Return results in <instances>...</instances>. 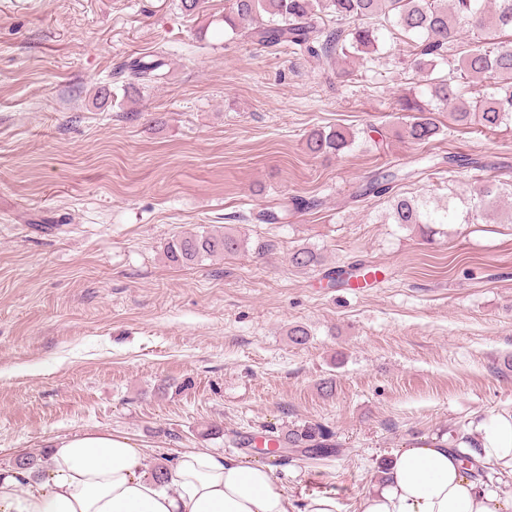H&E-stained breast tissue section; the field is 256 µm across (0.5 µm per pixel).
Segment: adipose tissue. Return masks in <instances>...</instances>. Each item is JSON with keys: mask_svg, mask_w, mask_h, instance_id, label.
I'll list each match as a JSON object with an SVG mask.
<instances>
[{"mask_svg": "<svg viewBox=\"0 0 512 512\" xmlns=\"http://www.w3.org/2000/svg\"><path fill=\"white\" fill-rule=\"evenodd\" d=\"M477 464L512 475V411L474 422ZM387 478L360 495L357 512H512V496L467 475L453 436L398 449ZM168 482L144 471V457L120 433H85L54 442L39 478L0 476V512H338L336 499L295 502L271 466L181 454Z\"/></svg>", "mask_w": 512, "mask_h": 512, "instance_id": "obj_1", "label": "adipose tissue"}]
</instances>
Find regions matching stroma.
I'll return each instance as SVG.
<instances>
[{"mask_svg":"<svg viewBox=\"0 0 512 512\" xmlns=\"http://www.w3.org/2000/svg\"><path fill=\"white\" fill-rule=\"evenodd\" d=\"M227 6L0 0V471L118 432L145 467L205 449L356 512L394 450L512 410V223L458 220L430 241L357 192L383 174L442 204L512 184V123L485 133L442 111L418 147L397 112L420 80L402 40L331 71L225 36ZM134 57L161 58L163 77L129 97L116 72ZM336 126L357 132L350 151L306 152L307 132ZM448 155L466 166L434 172ZM292 197L309 209L252 221ZM221 227L247 248L166 260L173 237ZM267 238L277 249L258 256ZM301 246L329 269L379 265V282L327 287L289 263ZM296 323L306 344L287 336ZM306 423L337 455L243 442Z\"/></svg>","mask_w":512,"mask_h":512,"instance_id":"stroma-1","label":"stroma"}]
</instances>
